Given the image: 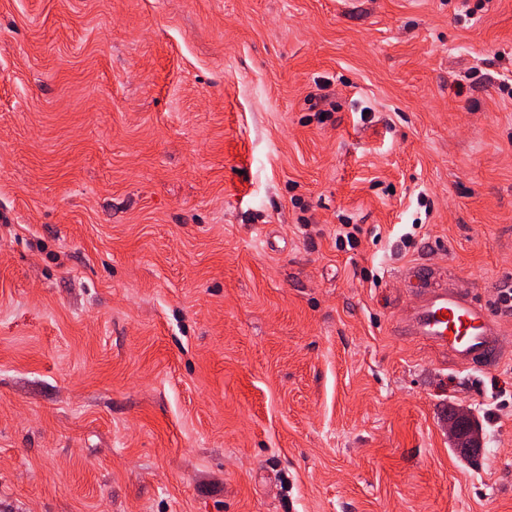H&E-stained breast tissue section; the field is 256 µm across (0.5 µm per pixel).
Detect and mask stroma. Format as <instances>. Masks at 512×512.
Returning <instances> with one entry per match:
<instances>
[{"mask_svg": "<svg viewBox=\"0 0 512 512\" xmlns=\"http://www.w3.org/2000/svg\"><path fill=\"white\" fill-rule=\"evenodd\" d=\"M415 263L512 333V0H0V512H512Z\"/></svg>", "mask_w": 512, "mask_h": 512, "instance_id": "obj_1", "label": "stroma"}]
</instances>
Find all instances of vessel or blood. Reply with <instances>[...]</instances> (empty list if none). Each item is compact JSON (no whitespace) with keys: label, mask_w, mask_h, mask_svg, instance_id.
<instances>
[{"label":"vessel or blood","mask_w":512,"mask_h":512,"mask_svg":"<svg viewBox=\"0 0 512 512\" xmlns=\"http://www.w3.org/2000/svg\"><path fill=\"white\" fill-rule=\"evenodd\" d=\"M409 272L422 296L408 321L399 326V334L429 343L463 368L495 367L512 350V339L486 305L440 286L427 266L416 264Z\"/></svg>","instance_id":"vessel-or-blood-1"}]
</instances>
